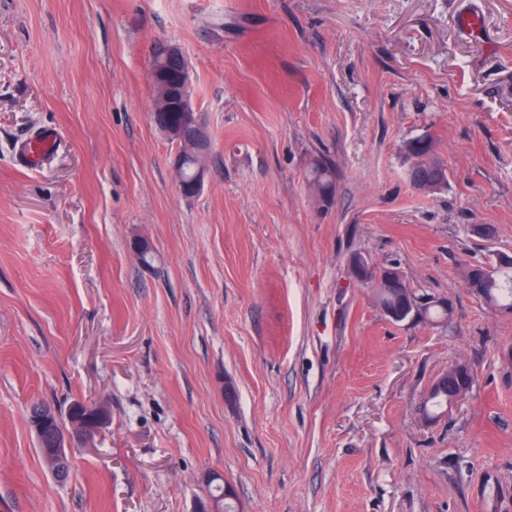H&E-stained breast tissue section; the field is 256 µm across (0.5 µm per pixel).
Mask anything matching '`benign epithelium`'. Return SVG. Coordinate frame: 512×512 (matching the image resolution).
<instances>
[{
    "label": "benign epithelium",
    "instance_id": "1",
    "mask_svg": "<svg viewBox=\"0 0 512 512\" xmlns=\"http://www.w3.org/2000/svg\"><path fill=\"white\" fill-rule=\"evenodd\" d=\"M162 66L152 68V86L154 93L153 112H172L174 117L155 121L159 131L177 146L173 158V170L180 192L191 197L202 188L206 173V160L209 142L205 126L191 104L190 85L185 60L181 50L168 46L163 50ZM194 160L193 177L190 182L182 180L185 157ZM445 167L433 166L425 174L415 176V187L431 190L446 180ZM58 417L51 406L36 402L31 406V426L37 439H42L46 430ZM111 416L102 404L90 406L83 401L73 402L68 409L69 427L52 432V447L44 449L45 462L51 474L59 479L69 478L71 470L66 448L71 442L84 440L96 435L110 423Z\"/></svg>",
    "mask_w": 512,
    "mask_h": 512
}]
</instances>
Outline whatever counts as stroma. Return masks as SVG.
<instances>
[{"label":"stroma","mask_w":512,"mask_h":512,"mask_svg":"<svg viewBox=\"0 0 512 512\" xmlns=\"http://www.w3.org/2000/svg\"><path fill=\"white\" fill-rule=\"evenodd\" d=\"M163 45L210 140L190 198L151 116ZM500 254L512 0H0V512H198L215 476L240 512H512V313L463 277ZM355 257L447 319L392 320ZM457 363L471 391L427 422ZM78 399L111 421L60 482L29 409ZM55 138L53 130H46L38 138L25 141L18 148V157L26 168L36 169L43 163ZM408 150L411 158L414 160L410 171L421 168V160L425 159H434L440 164V160L436 154L434 140L417 139L409 145ZM310 184L320 201L326 202L336 190L335 172L324 160L315 161L310 170Z\"/></svg>","instance_id":"1"}]
</instances>
